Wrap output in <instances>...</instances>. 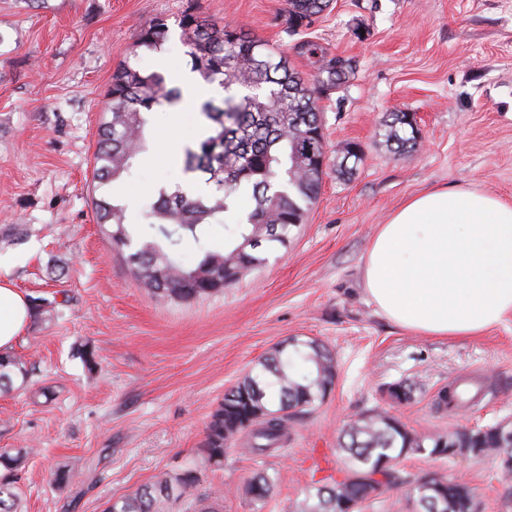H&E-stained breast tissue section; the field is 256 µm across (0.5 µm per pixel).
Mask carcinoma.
<instances>
[{"instance_id": "carcinoma-1", "label": "carcinoma", "mask_w": 512, "mask_h": 512, "mask_svg": "<svg viewBox=\"0 0 512 512\" xmlns=\"http://www.w3.org/2000/svg\"><path fill=\"white\" fill-rule=\"evenodd\" d=\"M331 0H286L288 30L312 23ZM190 70L224 89V97L199 106L207 136L183 148V183L162 187L145 211L153 232L135 234L125 207L112 196L95 203L97 223L118 249L129 250L134 280L165 300L189 301L235 284L246 271L265 263L264 250L284 244L302 222L305 207L317 199L323 167L306 157H320L325 144L316 89L306 84L287 58L264 41L226 24L218 27L187 10L180 20ZM166 20L155 17L138 29L133 48L158 50L168 40ZM181 89L158 72H146L127 61L112 73L95 153V177L107 186L123 181L148 150L149 116L160 106H175ZM387 140L400 152L420 146V137L406 112L386 120ZM250 206L229 229L228 241L215 247L207 230L239 208ZM191 239L199 251L186 267L174 257L175 247ZM23 361L14 353L0 356V392L13 388ZM333 351L316 340L284 341L261 357L242 381L224 393V400L206 427L203 461L219 464L224 445L246 433L247 452L269 455L279 450L290 417L307 413L325 398L334 383ZM512 427L496 424L461 429L452 434L422 436L385 410L363 413L347 424L340 450L350 475L322 485L307 497L299 512H349L366 499L373 476L382 492L397 486L393 461L408 454L431 457L468 455L512 459ZM23 457L0 453V512H18L19 466ZM193 469L159 479L153 486L115 501L103 512H159V503L175 494L189 500L193 512H222L223 498L198 491ZM274 479L259 472L246 493L256 501L271 493ZM427 495L448 502L447 512H474L470 487L441 474L431 475Z\"/></svg>"}]
</instances>
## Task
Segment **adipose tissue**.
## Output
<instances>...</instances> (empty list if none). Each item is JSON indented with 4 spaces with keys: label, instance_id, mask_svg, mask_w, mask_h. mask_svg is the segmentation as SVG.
<instances>
[{
    "label": "adipose tissue",
    "instance_id": "1",
    "mask_svg": "<svg viewBox=\"0 0 512 512\" xmlns=\"http://www.w3.org/2000/svg\"><path fill=\"white\" fill-rule=\"evenodd\" d=\"M370 301L422 336H480L512 318V205L480 190L436 189L378 225L364 260ZM31 304L0 275V354L11 352Z\"/></svg>",
    "mask_w": 512,
    "mask_h": 512
}]
</instances>
